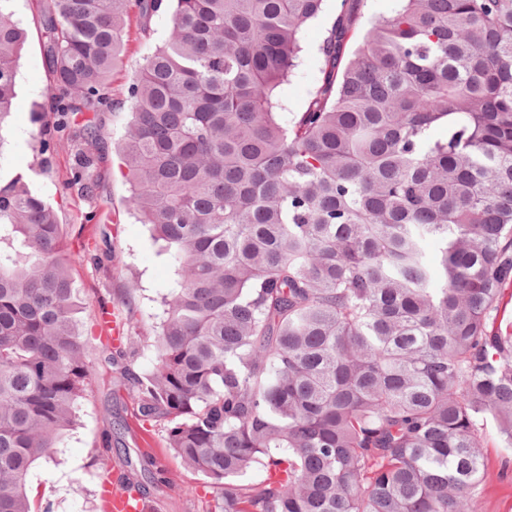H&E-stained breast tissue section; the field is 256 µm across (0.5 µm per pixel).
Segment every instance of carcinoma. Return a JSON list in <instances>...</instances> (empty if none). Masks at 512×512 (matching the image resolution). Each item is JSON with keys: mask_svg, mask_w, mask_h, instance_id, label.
<instances>
[{"mask_svg": "<svg viewBox=\"0 0 512 512\" xmlns=\"http://www.w3.org/2000/svg\"><path fill=\"white\" fill-rule=\"evenodd\" d=\"M9 2L0 123L24 43ZM359 2L339 0L288 122L275 89L323 0H43L51 112L88 200L131 7L171 12L128 88L124 160L177 279L151 371L127 336L101 353L224 512H470L480 421L512 446V0H399L352 49ZM76 261L106 267L107 239L72 251L23 176L0 182V512H50L27 479L91 376Z\"/></svg>", "mask_w": 512, "mask_h": 512, "instance_id": "obj_1", "label": "carcinoma"}]
</instances>
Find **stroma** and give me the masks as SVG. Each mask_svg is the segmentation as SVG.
<instances>
[{
  "label": "stroma",
  "instance_id": "1",
  "mask_svg": "<svg viewBox=\"0 0 512 512\" xmlns=\"http://www.w3.org/2000/svg\"><path fill=\"white\" fill-rule=\"evenodd\" d=\"M338 0H324L323 11L304 30L302 52L290 80L279 88L285 118L303 111L318 86L323 67L319 46L336 19ZM14 17L27 32L17 75V104L0 127V180L20 174L34 178V186L57 210L61 224L78 231L83 212L96 210L97 224L104 229L112 247L107 268L98 270L86 262L75 263L71 277L79 290L87 360L92 368L90 382L80 401L75 426L64 441L62 453L53 462H39L31 471L28 487L32 498L52 512H100L96 497L105 471L102 467L104 436H111L120 458H133L131 473L142 481L152 512H221L218 495L202 474L185 469L162 445L160 436L150 435L132 421L133 400L120 387L98 358L99 340L95 323L101 304L116 306L131 296L139 327L129 334L137 347L135 367L146 372L155 358L152 336L161 311V298L175 278V268L161 254L160 245L146 225L140 224L129 204V185L122 177L119 151L129 121L128 87L136 71L170 34L171 16L160 10L149 20L131 14L124 32V50L112 70L107 94L111 105L97 115L101 144L97 163L94 200L82 199L67 189L74 149L70 143L57 145L52 154L42 153L40 138L54 132L52 123L38 124L34 113L46 102L50 78L44 63L39 15L41 0H12ZM484 453L489 477L471 502L472 512H512V447H505L497 425L485 418L482 426ZM152 445L160 463L176 483L175 488L157 483L153 468L135 455Z\"/></svg>",
  "mask_w": 512,
  "mask_h": 512
}]
</instances>
